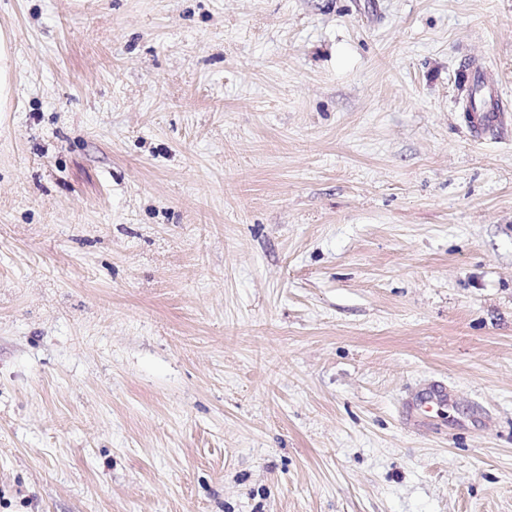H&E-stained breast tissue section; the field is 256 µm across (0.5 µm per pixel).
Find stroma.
<instances>
[{"mask_svg":"<svg viewBox=\"0 0 512 512\" xmlns=\"http://www.w3.org/2000/svg\"><path fill=\"white\" fill-rule=\"evenodd\" d=\"M0 512H512V0H0ZM454 388L426 426L404 402ZM470 79L472 88L462 102L461 110L469 112L471 135L475 139H484L502 130L509 109L481 64L475 62L472 65Z\"/></svg>","mask_w":512,"mask_h":512,"instance_id":"1","label":"stroma"}]
</instances>
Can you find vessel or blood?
<instances>
[{
	"label": "vessel or blood",
	"mask_w": 512,
	"mask_h": 512,
	"mask_svg": "<svg viewBox=\"0 0 512 512\" xmlns=\"http://www.w3.org/2000/svg\"><path fill=\"white\" fill-rule=\"evenodd\" d=\"M471 91L461 105L462 111L470 117L471 134L482 139L502 130L508 110L500 91L491 81L481 64H473L470 69ZM450 391L437 388L429 391L419 400L408 406V415L413 423L423 422L429 409L437 404L449 401Z\"/></svg>",
	"instance_id": "vessel-or-blood-1"
}]
</instances>
